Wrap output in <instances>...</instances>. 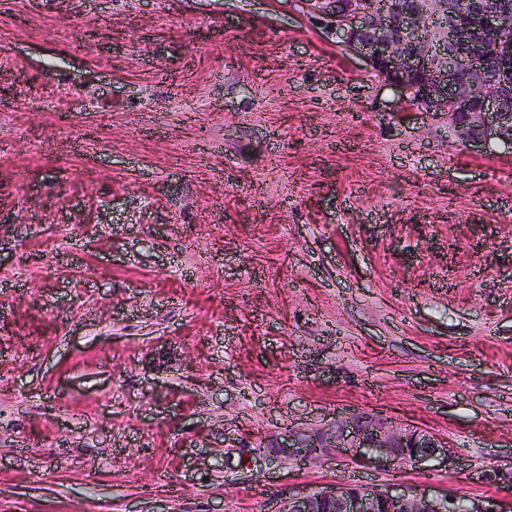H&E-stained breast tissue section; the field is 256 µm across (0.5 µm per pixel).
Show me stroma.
<instances>
[{
  "label": "stroma",
  "mask_w": 512,
  "mask_h": 512,
  "mask_svg": "<svg viewBox=\"0 0 512 512\" xmlns=\"http://www.w3.org/2000/svg\"><path fill=\"white\" fill-rule=\"evenodd\" d=\"M378 413L449 461L314 469ZM512 157L295 0H0V512H512ZM267 452L300 466L345 454L365 465L386 467L448 459V442L429 431L402 428L381 415L358 411L340 412L321 428L288 429L280 442L275 439L267 445ZM281 512H498L438 501L423 492L369 489L338 483L296 495Z\"/></svg>",
  "instance_id": "1"
}]
</instances>
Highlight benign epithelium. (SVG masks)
I'll return each instance as SVG.
<instances>
[{"mask_svg":"<svg viewBox=\"0 0 512 512\" xmlns=\"http://www.w3.org/2000/svg\"><path fill=\"white\" fill-rule=\"evenodd\" d=\"M456 0H415V8L392 20L385 10L362 9L348 0L343 10L336 0H300L303 11L345 49L366 56L403 97H417L418 110L448 120V138L480 152L501 148L512 153V43L495 48L503 64L486 77L477 58L470 59L471 86L492 83L495 89L472 105V94L461 84L460 63L472 32L497 30L505 14L472 3L462 12ZM274 458L301 466L345 454L374 467L417 464L448 458V442L420 429L402 428L381 415L341 412L321 428L290 429L267 445ZM282 512H490L465 503L438 501L423 492L369 489L338 483L296 495Z\"/></svg>","mask_w":512,"mask_h":512,"instance_id":"benign-epithelium-1","label":"benign epithelium"}]
</instances>
